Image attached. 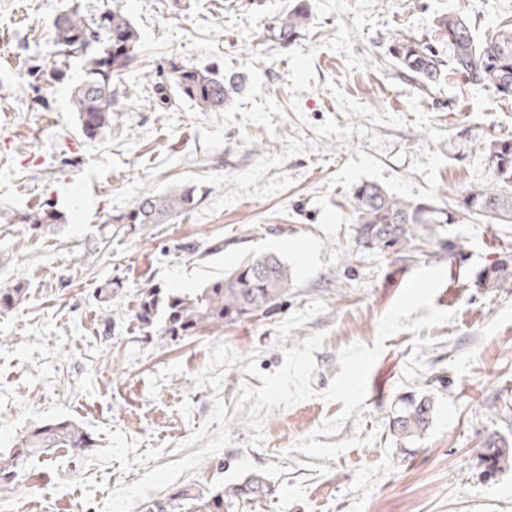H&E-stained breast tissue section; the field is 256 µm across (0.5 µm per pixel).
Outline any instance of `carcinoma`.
<instances>
[{"label": "carcinoma", "mask_w": 512, "mask_h": 512, "mask_svg": "<svg viewBox=\"0 0 512 512\" xmlns=\"http://www.w3.org/2000/svg\"><path fill=\"white\" fill-rule=\"evenodd\" d=\"M310 20L306 4H298L280 21L275 32L281 43L295 40ZM442 40L448 43V60L421 41L402 37L394 40L390 54L402 75L423 86L436 83L443 72L456 74L472 85L492 90L503 100H512V23L502 21L483 39L476 37L468 18L450 11L437 21ZM55 43L59 60L45 66L48 77L59 81L64 71L58 63L73 58L87 59L85 79L72 93L73 111L88 137L112 126L115 117L112 102L118 94V80L130 71L141 48L140 34L119 4L103 12L92 24L73 7L55 19ZM170 88L179 99L188 101L201 112L224 109L244 88L238 73L226 74L220 67L185 66L170 61ZM478 148L488 153L493 175L485 185L468 189L446 207L431 199L410 200L390 193L382 186L363 182L354 187L352 209L356 224V244L367 250L411 256L435 242L448 245L450 251L462 250V244L442 238L443 227L459 222V216L486 218L512 223V138L491 136L480 140ZM199 202L193 188L134 198L127 211L112 217L107 233L127 234L151 224H168L177 215L193 210ZM24 222L44 234L56 231L62 223L54 209H40L24 215ZM292 272L275 253L254 255L224 276L209 281L190 293L172 292L165 297L160 290L147 288L141 293L135 316L142 330L150 332L158 314H163L164 335L173 338L192 336L201 330H220L255 316L274 313L279 301L288 294ZM477 286L512 287V269L499 262L477 276ZM25 290L17 285L0 289V312L21 304ZM435 402L429 396L403 401L390 419L393 436L414 439L432 423ZM96 439L80 423L61 418L33 427L10 450L0 455V480L14 475L27 458L54 448H71L79 453L95 447ZM485 468L498 471L512 461V440L492 433L483 442L481 457ZM269 492L260 474L241 484L200 491L194 487L175 491L169 497L146 503L144 512H182L195 502L200 512H232L245 501H255Z\"/></svg>", "instance_id": "carcinoma-1"}]
</instances>
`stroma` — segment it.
<instances>
[{
    "instance_id": "35a3bbf8",
    "label": "stroma",
    "mask_w": 512,
    "mask_h": 512,
    "mask_svg": "<svg viewBox=\"0 0 512 512\" xmlns=\"http://www.w3.org/2000/svg\"><path fill=\"white\" fill-rule=\"evenodd\" d=\"M120 3L141 36L140 58L114 102L117 118L86 137L71 107L85 62L38 85L32 71L57 50L53 22L71 6L89 19ZM297 0H0V288L27 297L0 313V452L33 426L71 418L97 440L85 454L61 448L33 457L0 482V512H103L115 489L181 458L178 446L221 396L231 444L185 471L177 487L228 486L258 473L269 494L240 512H512V466L488 476L480 462L490 433L512 435V288H479L477 275L512 262V224L462 219L445 227L462 249L428 247L409 258L359 247L351 192L374 182L401 197L445 204L487 183L492 169L475 143L512 137V100L456 75L423 87L389 53L395 38L448 47L439 16L458 11L477 33L512 20V0H308L309 28L288 45L274 40ZM219 64L246 77L224 110L177 101L156 87L169 60ZM196 189L200 201L172 223L102 238L101 227L133 198ZM53 207L64 217L49 235L17 215ZM223 252L210 253L213 241ZM292 272L277 314L175 339L146 334L134 317L143 289L191 292L257 253ZM440 266L434 296L452 319L384 342L369 380L362 423L346 419L321 443L360 436L333 459L293 450L339 413L320 397L346 347L373 346L381 316L412 273ZM117 279L110 303L99 288ZM325 310L277 343L294 311ZM324 333L315 351V398L275 408L266 443L248 446L242 385L261 387L241 365L220 390L195 375L216 343L278 370L284 349ZM427 346L414 349V337ZM422 365L405 373L412 351ZM435 401L428 431L400 440L389 430L399 398Z\"/></svg>"
}]
</instances>
